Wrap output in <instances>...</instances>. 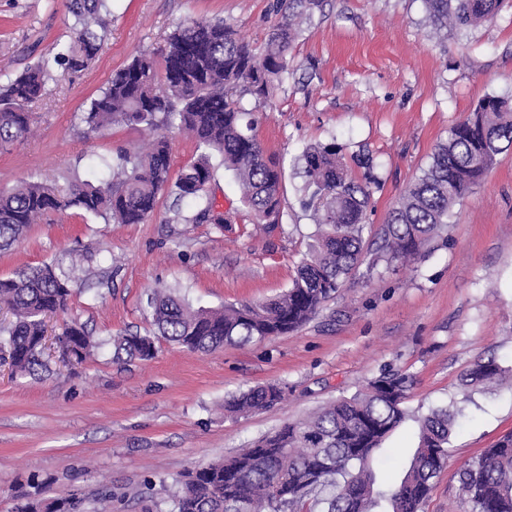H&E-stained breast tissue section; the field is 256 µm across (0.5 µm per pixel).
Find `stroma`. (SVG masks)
<instances>
[{
    "mask_svg": "<svg viewBox=\"0 0 512 512\" xmlns=\"http://www.w3.org/2000/svg\"><path fill=\"white\" fill-rule=\"evenodd\" d=\"M274 0H111L104 44L88 69L53 66L31 106L34 131L0 150V187L33 177L63 187L99 182L96 157L146 140L139 126L88 132L81 117L113 70L191 17L224 20L263 43L279 20ZM74 36L66 0H0V85ZM488 95L512 98V7L493 22L438 42L423 0H324L303 22L288 73L259 114L258 138L283 171L281 220L257 234L233 172L218 154L211 192L235 223L196 222L195 205L164 192L143 224H112L71 208L33 225L16 248L0 252V276L45 262L70 276L69 318L98 341L93 355L49 372L12 375L0 366V512L15 492L49 482V494L77 492L86 512H170L149 483L175 484L201 462L234 454L284 424L360 390L384 370L413 385L406 416L384 441L378 481L400 480L417 446L420 419L451 405L460 415L448 461L422 512H470L459 473L512 432V386L463 393L479 360L512 366V153L455 205L451 222L411 267L378 265L348 283L298 331L213 352L161 340L154 358L122 363L112 337L154 332L153 288L171 289L193 307L257 302L287 290L315 224L302 204L298 158L336 144L346 159L368 158L377 185L369 222L380 226L431 161L449 128ZM275 384L284 397L255 413L225 416L224 401Z\"/></svg>",
    "mask_w": 512,
    "mask_h": 512,
    "instance_id": "35a3bbf8",
    "label": "stroma"
}]
</instances>
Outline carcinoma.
Wrapping results in <instances>:
<instances>
[{
  "label": "carcinoma",
  "instance_id": "carcinoma-1",
  "mask_svg": "<svg viewBox=\"0 0 512 512\" xmlns=\"http://www.w3.org/2000/svg\"><path fill=\"white\" fill-rule=\"evenodd\" d=\"M107 0H68L75 36L53 55L55 64L84 70L106 36ZM429 25L448 37L492 22L503 0H424ZM323 0H277L281 19L258 49L222 20L189 19L171 33L161 55L164 78L154 55L142 53L114 71L108 85L82 115L87 132L114 123L141 126L153 133L144 147L122 150L98 165L109 170L105 185L71 182L66 194L32 178L0 189V250L21 243L31 226L52 212L78 208L115 224H143L155 212L159 194L169 189L195 202V221L222 229L233 214L216 209L210 185L214 169L204 155L171 181V148L164 131L177 128L198 147L218 152L224 168L237 177L241 201L257 227L272 232L280 220L282 169L266 153L257 135L255 111L266 103L288 73V55L301 24L322 10ZM47 63L27 66L0 86V149L31 132L29 106L42 97ZM254 99V109L241 105ZM512 148V101L489 95L455 123L439 144L423 174L372 229L375 180L352 175L334 144L308 148L302 155L304 191L310 193L317 232L299 261L291 286L265 302L222 310L194 309L165 288L150 293L158 335L131 334L113 340L115 353L129 360L154 357L155 339L191 351H214L288 334L309 321L363 264L411 263L442 236L453 206L468 197L498 157ZM69 277L53 262L22 268L0 277V307L14 321L7 327L12 371L33 374L45 367L42 344L46 319L68 311ZM58 341L82 361L97 343L72 319ZM509 381L512 367L496 359L477 362L465 375L466 391ZM413 384L410 375L382 372L350 398L329 403L305 419L285 424L224 460L195 466L171 496L172 512H299L308 502L323 512H420L433 479L448 458L458 410H431L419 421L418 445L410 465L394 486L378 484L371 461L386 437L404 420L402 407ZM283 399L275 384L242 391L224 401L230 414L267 409ZM460 493L472 512H512V432L485 449L460 474ZM13 512H85L83 500L70 494L47 498L41 484L16 497Z\"/></svg>",
  "mask_w": 512,
  "mask_h": 512
}]
</instances>
